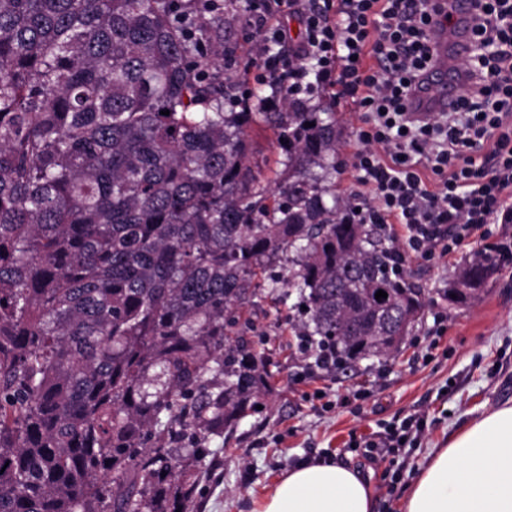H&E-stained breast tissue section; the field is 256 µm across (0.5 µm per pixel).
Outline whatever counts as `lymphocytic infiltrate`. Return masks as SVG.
Returning a JSON list of instances; mask_svg holds the SVG:
<instances>
[{"label":"lymphocytic infiltrate","instance_id":"f902f5d3","mask_svg":"<svg viewBox=\"0 0 512 512\" xmlns=\"http://www.w3.org/2000/svg\"><path fill=\"white\" fill-rule=\"evenodd\" d=\"M485 55L462 58L451 112L410 119L406 101L433 63L427 31L448 25L437 0H251L254 79L275 88L263 108L315 93L360 112L349 158L353 218L398 224L419 256H446L455 229L512 217V0H472ZM303 29L293 39L286 24Z\"/></svg>","mask_w":512,"mask_h":512}]
</instances>
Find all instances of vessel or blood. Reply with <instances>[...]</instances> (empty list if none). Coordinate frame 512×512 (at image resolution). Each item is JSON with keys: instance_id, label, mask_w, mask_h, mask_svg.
Here are the masks:
<instances>
[{"instance_id": "b4317fda", "label": "vessel or blood", "mask_w": 512, "mask_h": 512, "mask_svg": "<svg viewBox=\"0 0 512 512\" xmlns=\"http://www.w3.org/2000/svg\"><path fill=\"white\" fill-rule=\"evenodd\" d=\"M449 3L453 11L454 26L449 30L435 32L434 64L424 73L420 84L407 101L408 111L417 116L427 112H448L455 108V77L448 68V58L452 55H468L473 47L472 32L468 24L472 10L470 0H449Z\"/></svg>"}]
</instances>
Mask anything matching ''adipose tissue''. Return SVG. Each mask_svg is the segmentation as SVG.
Wrapping results in <instances>:
<instances>
[{"instance_id":"ef3b65f1","label":"adipose tissue","mask_w":512,"mask_h":512,"mask_svg":"<svg viewBox=\"0 0 512 512\" xmlns=\"http://www.w3.org/2000/svg\"><path fill=\"white\" fill-rule=\"evenodd\" d=\"M368 478L333 462L291 467L254 512H374ZM403 512H512V405L471 419L434 449L413 479Z\"/></svg>"}]
</instances>
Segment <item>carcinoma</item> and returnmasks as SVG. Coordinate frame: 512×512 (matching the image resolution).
I'll return each mask as SVG.
<instances>
[{"label":"carcinoma","instance_id":"cac0c4a2","mask_svg":"<svg viewBox=\"0 0 512 512\" xmlns=\"http://www.w3.org/2000/svg\"><path fill=\"white\" fill-rule=\"evenodd\" d=\"M234 2L0 0V512H189L206 445L273 389L244 314L296 295L345 366L421 312L383 225L331 192L335 122L262 113L282 152L263 176L256 113L210 72Z\"/></svg>","mask_w":512,"mask_h":512}]
</instances>
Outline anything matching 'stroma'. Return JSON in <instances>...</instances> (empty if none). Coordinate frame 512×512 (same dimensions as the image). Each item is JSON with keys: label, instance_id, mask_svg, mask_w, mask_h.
Returning <instances> with one entry per match:
<instances>
[{"label": "stroma", "instance_id": "obj_1", "mask_svg": "<svg viewBox=\"0 0 512 512\" xmlns=\"http://www.w3.org/2000/svg\"><path fill=\"white\" fill-rule=\"evenodd\" d=\"M309 107L331 113L341 131L332 188L346 196L356 187L348 159L358 115L319 95ZM490 246L512 248V223L489 225L484 240L465 239L444 258L411 256V282L425 303L413 332L391 357L327 375L305 368L292 303L263 301L253 339L270 362L274 391L232 435L211 442L194 512H253L288 468L308 459L371 468L376 512H402L433 449L474 415L512 403V261L477 302L452 308L443 297L462 263ZM410 415L424 422L413 443L365 459L366 440Z\"/></svg>", "mask_w": 512, "mask_h": 512}]
</instances>
